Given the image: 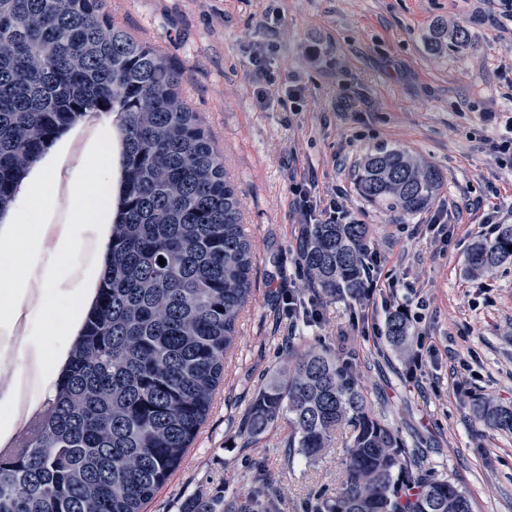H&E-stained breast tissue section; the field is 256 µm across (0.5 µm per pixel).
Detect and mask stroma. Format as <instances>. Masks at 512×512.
<instances>
[{
	"label": "stroma",
	"mask_w": 512,
	"mask_h": 512,
	"mask_svg": "<svg viewBox=\"0 0 512 512\" xmlns=\"http://www.w3.org/2000/svg\"><path fill=\"white\" fill-rule=\"evenodd\" d=\"M113 21L183 70L235 184L252 244L254 297L238 322L209 416L146 512L224 493V512H314L341 488L349 429L315 459L290 453L287 421L262 437L243 426L267 375L295 350L349 356L374 414L423 471L468 494L473 512H512V433L475 420L477 402L512 406V262L480 276L467 253L489 218L512 224V167L494 143L512 119V24L496 0H104ZM465 44L434 51L438 23ZM267 51L266 70L252 60ZM302 98L290 103L288 86ZM353 110H345V101ZM399 148L435 165L442 189L412 216L362 200L355 170ZM318 201L345 188L350 218L370 225L379 287L408 310L409 338L392 346L385 308L306 288L292 187ZM446 212L450 235L430 217ZM319 301L315 326L291 328L282 290ZM435 355L419 358L420 347Z\"/></svg>",
	"instance_id": "obj_1"
}]
</instances>
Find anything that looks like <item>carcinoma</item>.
I'll list each match as a JSON object with an SVG mask.
<instances>
[{"instance_id": "cac0c4a2", "label": "carcinoma", "mask_w": 512, "mask_h": 512, "mask_svg": "<svg viewBox=\"0 0 512 512\" xmlns=\"http://www.w3.org/2000/svg\"><path fill=\"white\" fill-rule=\"evenodd\" d=\"M181 70L112 23L103 0H0V206L60 131L102 114L122 138V197L108 269L57 372L56 393L0 454V512H143L206 421L252 295L254 254L221 154L181 98ZM440 170L400 149L377 150L355 174L359 196L389 213L423 211ZM366 224H306L299 257L309 288L359 297ZM165 259L161 265L158 259ZM512 262V224L467 255L471 274ZM392 315L387 337H407ZM476 417L512 433V407ZM288 447L314 458L352 427L342 492L317 512H472L468 495L430 478L373 414L353 364L295 355L258 390L247 431L281 418ZM185 512H224V496Z\"/></svg>"}]
</instances>
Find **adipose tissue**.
<instances>
[{"label": "adipose tissue", "mask_w": 512, "mask_h": 512, "mask_svg": "<svg viewBox=\"0 0 512 512\" xmlns=\"http://www.w3.org/2000/svg\"><path fill=\"white\" fill-rule=\"evenodd\" d=\"M76 134L69 129L47 146L0 212V327H10L23 314L36 320L41 337L34 346L43 352L50 375L75 334L70 318H82L81 300L105 272L109 229L117 214L115 127L111 120L101 122L83 159L71 166L67 160ZM63 198L69 216L54 244L45 246L46 227ZM91 237L97 240L96 258L80 263L81 247ZM33 287L40 289L42 301L30 310L26 304Z\"/></svg>", "instance_id": "adipose-tissue-1"}]
</instances>
